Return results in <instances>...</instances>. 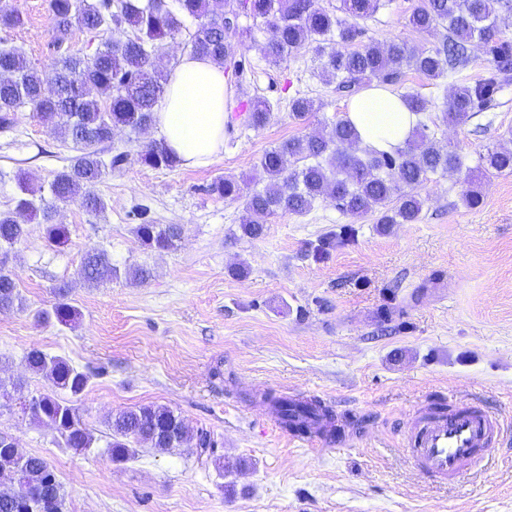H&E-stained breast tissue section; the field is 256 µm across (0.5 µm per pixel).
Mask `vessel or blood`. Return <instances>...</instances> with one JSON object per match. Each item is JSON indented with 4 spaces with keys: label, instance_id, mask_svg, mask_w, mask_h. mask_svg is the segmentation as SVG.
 <instances>
[{
    "label": "vessel or blood",
    "instance_id": "obj_1",
    "mask_svg": "<svg viewBox=\"0 0 512 512\" xmlns=\"http://www.w3.org/2000/svg\"><path fill=\"white\" fill-rule=\"evenodd\" d=\"M503 420L486 406L449 408L418 418L403 436L410 463L437 481L464 475L500 443Z\"/></svg>",
    "mask_w": 512,
    "mask_h": 512
}]
</instances>
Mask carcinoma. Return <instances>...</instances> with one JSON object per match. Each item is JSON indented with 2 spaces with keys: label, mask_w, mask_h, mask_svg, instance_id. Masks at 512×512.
Wrapping results in <instances>:
<instances>
[{
  "label": "carcinoma",
  "mask_w": 512,
  "mask_h": 512,
  "mask_svg": "<svg viewBox=\"0 0 512 512\" xmlns=\"http://www.w3.org/2000/svg\"><path fill=\"white\" fill-rule=\"evenodd\" d=\"M336 2V7L328 10L316 0H48L54 49L49 73L33 65L19 48L0 41V129H12L16 112L27 107L74 152L55 174L46 195L31 187L23 174L16 175L20 195L13 209L0 211V310L23 306L16 274L7 266V254L26 240V221L42 219L46 242L60 247L67 242V231L53 222L59 205L76 202L95 215L105 209L97 185L122 168L129 153L117 151L106 158L104 145L112 142L116 129L136 133L153 124L155 108L169 80L168 71L156 59L167 43L181 35L184 17L198 21L184 43L191 54L240 69L243 61L237 58V47L247 29L240 24L226 28L224 17L242 11L246 17L260 19L273 32L264 49L269 63L278 65L292 54L310 50L321 62L318 76L336 83V91L343 95L357 93L373 79L396 84L406 69L436 82L467 62L471 43L481 45L494 70L472 84L456 86L446 96L441 115L427 116V101L421 95L401 94L416 123L405 144L394 151L362 145L344 113L331 121L326 138H293L266 151L258 164L261 179L266 181L263 189L245 195L236 181L221 177L208 187L220 198L246 197L239 219L243 238H259L270 217L303 215L321 199L336 201L338 210L351 218L374 215L385 230L394 224L417 222L424 204L418 188L429 176L444 175L459 166L456 152L437 144L431 125L467 123L490 105L501 80L512 71V43L500 37L501 26L512 19V0H419L407 17L408 26L418 32L438 26L448 31L442 47L431 51H419L396 39L370 41L351 51L340 48L361 36L358 21L377 13L385 0ZM21 24L10 0H0V29ZM76 30L99 38L93 54L81 56L71 51L70 40ZM315 111L314 101L306 97L295 98L290 105L292 118L301 122ZM270 116L269 103L259 100L249 109L247 124L260 129ZM138 160L156 169L180 163L161 140L144 144ZM473 171L483 177L511 173L512 149L493 147L478 153ZM135 232L144 245L160 251L175 248L181 234L176 224L146 220L136 225ZM341 242L343 239L327 235L311 248L310 255L322 260ZM117 273L107 251L100 248L87 250L79 269V277L90 286L110 281ZM69 293L68 283L56 285L49 305L37 312V320L61 325L74 322L77 312L68 302ZM25 361L31 372L45 376L51 384V389L33 394L26 412L29 420L53 427L61 448H92L96 439L81 416L57 398L59 391L80 395L88 385V373L64 357L40 349L28 351ZM262 398L286 429L311 435L312 425L322 423L319 433L335 430L336 415L322 402L292 400L270 391ZM106 427L107 453L115 462L135 455V444L168 451L189 438L181 416L163 405L122 411L109 417ZM195 448L218 470L232 468L224 456L216 454L217 441L211 433H197ZM2 483L12 491L0 496V512H68L53 465L42 456L17 453L0 435Z\"/></svg>",
  "instance_id": "carcinoma-1"
}]
</instances>
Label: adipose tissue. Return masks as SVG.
<instances>
[{"label":"adipose tissue","instance_id":"ef3b65f1","mask_svg":"<svg viewBox=\"0 0 512 512\" xmlns=\"http://www.w3.org/2000/svg\"><path fill=\"white\" fill-rule=\"evenodd\" d=\"M227 84L224 68L182 55L170 78L155 124L183 166L205 167L224 150ZM348 117L363 145L390 152L403 146L415 121L398 94L375 84L352 98Z\"/></svg>","mask_w":512,"mask_h":512}]
</instances>
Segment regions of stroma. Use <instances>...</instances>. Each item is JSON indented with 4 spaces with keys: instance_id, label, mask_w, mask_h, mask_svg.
<instances>
[{
    "instance_id": "stroma-1",
    "label": "stroma",
    "mask_w": 512,
    "mask_h": 512,
    "mask_svg": "<svg viewBox=\"0 0 512 512\" xmlns=\"http://www.w3.org/2000/svg\"><path fill=\"white\" fill-rule=\"evenodd\" d=\"M417 0H388L361 21L364 41L398 39L430 50L444 29L419 33L406 17ZM22 24L6 36L33 63L50 68L52 22L46 0H11ZM250 35L239 48L243 72H227L231 131L224 155L201 168L155 169L137 160L157 128L116 130L112 149L128 163L98 184L107 203L98 215L79 204L60 206L63 247L47 246L44 227L9 256L23 308L0 311V376L23 380V394L48 381L24 362L33 348L67 358L88 372L87 389L62 394L77 407L99 447L75 452L57 445L45 424L0 412V433L47 459L64 488L69 512H512V173L481 180L479 206L461 197L479 150L512 141V74L491 106L466 124L438 126V144L452 145L460 170L431 176L415 224L382 232L373 218L355 222L333 200L303 215L271 217L264 236L238 232L242 204L211 195L219 177L258 180L268 150L297 137L328 134L347 109L335 85L317 75L318 60L299 52L269 64L272 36L261 22L241 18ZM491 64L472 45L468 63L431 85L408 70L395 92L417 91L429 113L441 112L452 86L484 77ZM320 110L307 123L289 115L293 99ZM268 101L273 112L260 129L247 127L241 104ZM71 151L34 118L16 115L0 132V210L14 208L15 176L48 186ZM177 224V249L157 251L136 236L135 214ZM353 224L351 240L314 260L312 244ZM105 249L118 268L144 265L142 284L118 278L95 287L77 272L85 252ZM69 282L75 323L38 324L37 309ZM399 314L404 328L388 330L381 309ZM319 396L339 420L355 422L348 440L323 451L282 431L261 395ZM474 397L503 415V444L454 482L439 485L414 469L401 445L414 407ZM174 409L189 430L206 429L221 454L246 467L220 472L192 444L167 452L139 447L115 463L102 447L111 415L139 405Z\"/></svg>"
}]
</instances>
